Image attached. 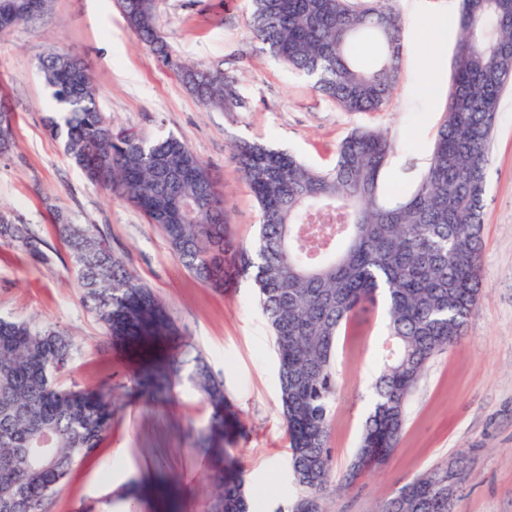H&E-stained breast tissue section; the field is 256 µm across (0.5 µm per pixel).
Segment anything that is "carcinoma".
I'll return each mask as SVG.
<instances>
[{
	"label": "carcinoma",
	"instance_id": "cac0c4a2",
	"mask_svg": "<svg viewBox=\"0 0 512 512\" xmlns=\"http://www.w3.org/2000/svg\"><path fill=\"white\" fill-rule=\"evenodd\" d=\"M52 0H0V19L24 22ZM139 40L181 74L205 106H240L234 80L172 58L155 24L154 0H120ZM248 25L276 59L347 112H380L399 79L404 29L393 0L359 8L352 0H252ZM460 39L444 121L427 167L406 196L390 199L383 171L394 144L381 132L355 130L328 169L263 143L241 141L233 158L260 210L254 244H234L224 224L222 194L197 154L169 135L150 140L115 132L96 101L89 68L74 53L39 58L60 119L47 127L65 136L67 155L94 185L108 190L157 226L175 258L217 288L249 278L274 339L278 385L299 488L324 500L333 475L330 411L340 388L335 349L361 314L384 298L387 336L375 401L353 458L339 479L352 488L385 463L399 442L408 400L427 363L457 345L480 300L482 231L489 144L503 91L512 85V0H460ZM373 42L368 64L358 46ZM14 142L12 113L0 108V154ZM84 300L112 344L139 361L142 393L166 401L186 383L212 408L198 431L203 460L220 467L209 512H250L244 473L233 454L235 407L206 356L192 344L170 345L176 327L154 292L110 249L95 226L58 215ZM0 235L29 253L37 238L0 218ZM73 340L59 330L0 317V512H44L75 463L93 454L112 423V392L67 389L56 375L72 359ZM45 445L39 457L27 449ZM379 512H448V465L413 477Z\"/></svg>",
	"mask_w": 512,
	"mask_h": 512
}]
</instances>
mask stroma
Listing matches in <instances>:
<instances>
[{
    "instance_id": "obj_1",
    "label": "stroma",
    "mask_w": 512,
    "mask_h": 512,
    "mask_svg": "<svg viewBox=\"0 0 512 512\" xmlns=\"http://www.w3.org/2000/svg\"><path fill=\"white\" fill-rule=\"evenodd\" d=\"M154 6L172 53L233 77L243 107L204 108L145 49L116 0H53L44 16L0 31V95L15 130L13 147L0 155V215L27 225L44 252L36 258L0 237V316L49 324L73 336L76 349L59 384L108 388L114 399L104 441L75 467L46 512H118L113 495L124 473L143 484L140 512H207L214 490L191 448V434L207 423L210 406L187 390L177 401L153 402L134 389L133 358L113 348L102 322L81 300L57 222L61 213L96 225L166 304L185 339L206 355L243 425L235 448L254 512H282L290 503L282 488L293 481L289 438L272 338L251 281L211 288L175 259L161 231L138 210L85 178L62 140L45 130L57 109L37 58L82 54L113 129L184 141L223 191L230 233L245 246L260 216L232 158L235 140L289 150L324 169L352 131L379 130L395 144L384 175L387 191L397 197L412 187L444 119L459 40L454 27L447 38L426 42L424 21L457 16L459 0H395L404 48L392 104L380 112L344 111L274 59L248 26L251 0H155ZM489 154L483 293L465 335L428 362L389 460L352 489L330 493L326 512H377L414 476L459 454L469 460V476L453 512H512V86L503 93ZM385 340V309L379 306L363 316L359 335L337 344L341 390L331 415L336 471L346 469L374 401ZM158 460L167 471L164 486L153 473Z\"/></svg>"
}]
</instances>
